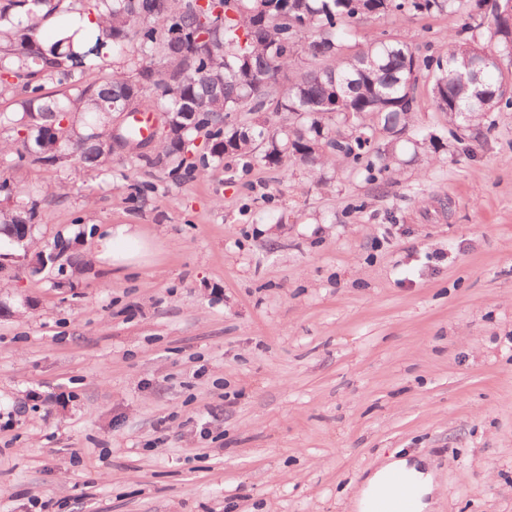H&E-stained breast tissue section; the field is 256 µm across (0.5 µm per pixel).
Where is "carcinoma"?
Instances as JSON below:
<instances>
[{
	"label": "carcinoma",
	"mask_w": 512,
	"mask_h": 512,
	"mask_svg": "<svg viewBox=\"0 0 512 512\" xmlns=\"http://www.w3.org/2000/svg\"><path fill=\"white\" fill-rule=\"evenodd\" d=\"M0 0V97L17 110L0 113V188L13 202L0 207V234L13 238L41 220L38 201L4 176L22 166L45 170L74 162L98 173L118 155L173 176L203 174L209 160L236 156L250 165L284 163L310 172L370 153L388 172L403 163L401 135L415 111L418 77L432 78L436 108L448 113V138L501 105L512 106V18L493 15L490 45L477 43L486 0ZM458 12L462 23L446 51L419 56L405 41L377 39L346 52L352 24L404 12ZM60 13L94 15L43 48V23ZM314 66L288 78L299 53ZM121 58L98 81L85 74ZM61 93L51 95L46 86ZM135 98L140 111L167 116L168 126L146 154L104 148L115 107ZM254 119L243 122L239 114ZM297 119L274 128L272 117ZM385 143L376 144L377 135ZM206 152L194 154L195 136Z\"/></svg>",
	"instance_id": "cac0c4a2"
}]
</instances>
